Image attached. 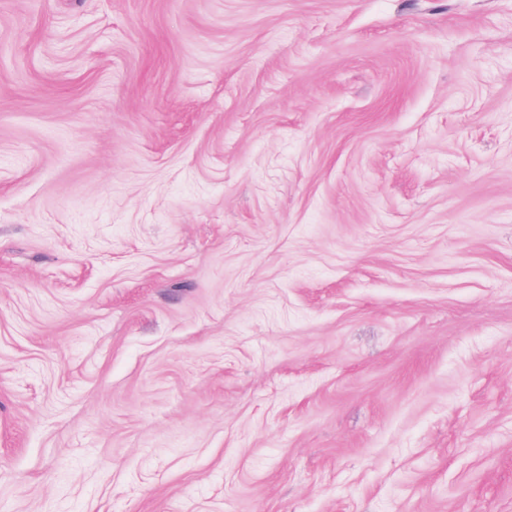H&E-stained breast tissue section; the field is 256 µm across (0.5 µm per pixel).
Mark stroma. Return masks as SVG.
Segmentation results:
<instances>
[{"label": "stroma", "mask_w": 512, "mask_h": 512, "mask_svg": "<svg viewBox=\"0 0 512 512\" xmlns=\"http://www.w3.org/2000/svg\"><path fill=\"white\" fill-rule=\"evenodd\" d=\"M0 512H512V0H0Z\"/></svg>", "instance_id": "obj_1"}]
</instances>
